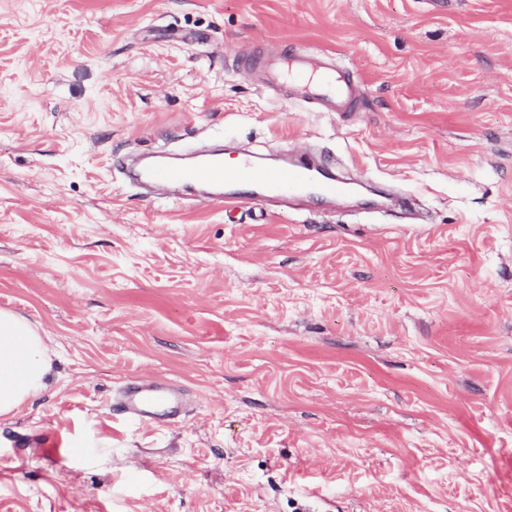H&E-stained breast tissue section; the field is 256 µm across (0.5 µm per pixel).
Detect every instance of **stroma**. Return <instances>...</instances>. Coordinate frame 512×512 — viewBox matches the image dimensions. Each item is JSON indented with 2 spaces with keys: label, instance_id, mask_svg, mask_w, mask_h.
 <instances>
[{
  "label": "stroma",
  "instance_id": "obj_1",
  "mask_svg": "<svg viewBox=\"0 0 512 512\" xmlns=\"http://www.w3.org/2000/svg\"><path fill=\"white\" fill-rule=\"evenodd\" d=\"M254 50L325 52L355 111ZM214 143L413 212L122 172ZM0 308L52 350L0 418V512H512V0H0ZM140 376L185 413L113 411ZM252 60L251 72L261 85H277L291 74L296 97L321 104V112H351L361 97L358 84L340 73L336 76L332 58L322 52Z\"/></svg>",
  "mask_w": 512,
  "mask_h": 512
}]
</instances>
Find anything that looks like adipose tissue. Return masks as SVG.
Wrapping results in <instances>:
<instances>
[{
	"label": "adipose tissue",
	"instance_id": "obj_1",
	"mask_svg": "<svg viewBox=\"0 0 512 512\" xmlns=\"http://www.w3.org/2000/svg\"><path fill=\"white\" fill-rule=\"evenodd\" d=\"M51 358L36 326L0 309V417L14 413L47 387Z\"/></svg>",
	"mask_w": 512,
	"mask_h": 512
}]
</instances>
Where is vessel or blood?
<instances>
[{"mask_svg":"<svg viewBox=\"0 0 512 512\" xmlns=\"http://www.w3.org/2000/svg\"><path fill=\"white\" fill-rule=\"evenodd\" d=\"M254 78L264 86L281 83L292 76L295 95L300 100L321 104L326 112H348L356 106L361 90L357 83L339 75L328 55L316 51L305 55L254 59ZM148 180L159 184H182L220 187L226 184L261 185L270 196L303 191L309 183V165L298 163L276 169H263L249 158L225 164L218 154L183 166L159 164L145 172ZM124 411L132 417L146 419L157 413L178 415L182 400L178 391L159 380H142L126 384L121 392Z\"/></svg>","mask_w":512,"mask_h":512,"instance_id":"obj_1","label":"vessel or blood"}]
</instances>
